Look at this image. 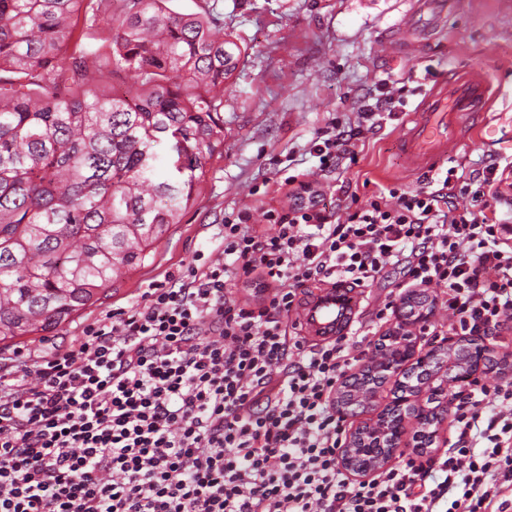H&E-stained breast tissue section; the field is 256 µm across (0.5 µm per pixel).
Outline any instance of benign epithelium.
Masks as SVG:
<instances>
[{
    "label": "benign epithelium",
    "mask_w": 512,
    "mask_h": 512,
    "mask_svg": "<svg viewBox=\"0 0 512 512\" xmlns=\"http://www.w3.org/2000/svg\"><path fill=\"white\" fill-rule=\"evenodd\" d=\"M437 300L427 289L409 291L395 307L394 322L376 343L365 368L374 381L357 391H349L355 370L336 385V412L342 418L371 413L348 429L339 451L342 468L353 479H367L391 466L403 449L410 447V436L423 427H435L432 435L448 420L456 390L482 382L497 374L483 365L488 351H496L495 335L488 331L478 336H444L421 344L436 313ZM473 360L466 362L462 352ZM414 367L425 370V379L417 388L398 391L379 407L382 383L391 376Z\"/></svg>",
    "instance_id": "1"
}]
</instances>
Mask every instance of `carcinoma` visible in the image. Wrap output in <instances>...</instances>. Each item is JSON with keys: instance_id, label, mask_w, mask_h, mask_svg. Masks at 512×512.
Instances as JSON below:
<instances>
[{"instance_id": "1", "label": "carcinoma", "mask_w": 512, "mask_h": 512, "mask_svg": "<svg viewBox=\"0 0 512 512\" xmlns=\"http://www.w3.org/2000/svg\"><path fill=\"white\" fill-rule=\"evenodd\" d=\"M168 2L0 0L5 348L102 305L153 263L223 154L224 89L247 48L217 3Z\"/></svg>"}]
</instances>
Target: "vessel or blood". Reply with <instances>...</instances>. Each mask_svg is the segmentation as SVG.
Returning <instances> with one entry per match:
<instances>
[{"label":"vessel or blood","mask_w":512,"mask_h":512,"mask_svg":"<svg viewBox=\"0 0 512 512\" xmlns=\"http://www.w3.org/2000/svg\"><path fill=\"white\" fill-rule=\"evenodd\" d=\"M447 9V0H409L392 36L380 41L379 52L395 56L426 43ZM494 99L492 85L482 71L443 78L401 122L400 146L408 167L421 175L436 171L485 122ZM359 304L357 291L340 281L315 294L301 310L299 321L305 334L333 341L350 335Z\"/></svg>","instance_id":"obj_1"}]
</instances>
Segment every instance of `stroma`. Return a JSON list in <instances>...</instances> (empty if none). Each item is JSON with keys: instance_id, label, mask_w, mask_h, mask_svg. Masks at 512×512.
<instances>
[{"instance_id": "35a3bbf8", "label": "stroma", "mask_w": 512, "mask_h": 512, "mask_svg": "<svg viewBox=\"0 0 512 512\" xmlns=\"http://www.w3.org/2000/svg\"><path fill=\"white\" fill-rule=\"evenodd\" d=\"M407 8V0H219L225 31L249 54L224 91V153L214 159L197 205L160 242L153 265L128 275L101 306L0 350V364L73 345L102 313L128 307L147 284L185 268L197 252L218 249L226 217L243 212L248 223L264 224V209L287 203L272 185L281 163H290L291 174H309L341 218L346 195L363 202L381 186H428L429 176L404 171L398 115L368 135L357 165L341 173L318 168V133L335 118L357 124L362 101L376 98L382 81L411 88V111L434 76L470 68L489 74L496 119L451 156L438 176L450 168L473 174L490 163L495 143L512 145V0H450L430 45L397 60L380 55L379 40Z\"/></svg>"}]
</instances>
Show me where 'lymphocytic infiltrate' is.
<instances>
[{
	"instance_id": "lymphocytic-infiltrate-1",
	"label": "lymphocytic infiltrate",
	"mask_w": 512,
	"mask_h": 512,
	"mask_svg": "<svg viewBox=\"0 0 512 512\" xmlns=\"http://www.w3.org/2000/svg\"><path fill=\"white\" fill-rule=\"evenodd\" d=\"M405 105L403 88L384 86L357 125L331 122L314 145L320 170L357 163L358 144ZM501 181L492 163L435 190H379L339 220L286 177L294 202L267 209V229L225 219L217 255L36 365L0 367V512H512L511 381L455 397L440 457L352 481L332 395L363 342L288 334L303 284L364 288L389 266L401 290L439 288L449 333L511 323L512 246L490 203ZM232 280L263 298L233 297Z\"/></svg>"
}]
</instances>
